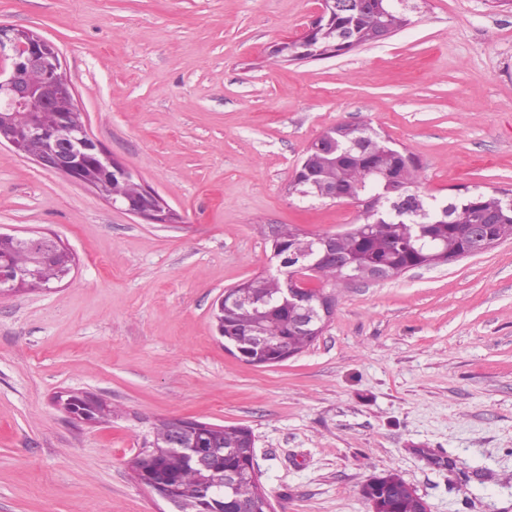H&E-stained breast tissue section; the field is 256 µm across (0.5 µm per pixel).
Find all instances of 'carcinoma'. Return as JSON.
Masks as SVG:
<instances>
[{
  "instance_id": "carcinoma-1",
  "label": "carcinoma",
  "mask_w": 512,
  "mask_h": 512,
  "mask_svg": "<svg viewBox=\"0 0 512 512\" xmlns=\"http://www.w3.org/2000/svg\"><path fill=\"white\" fill-rule=\"evenodd\" d=\"M411 22L410 16L399 12L391 0H365V7L357 13H339L321 22L308 38L291 44V52L303 60H320L334 54L347 53L368 43L376 25L398 31ZM349 35L346 43L340 37ZM419 161L406 148L399 149L389 140L374 132L368 125L340 124L328 129L308 147L300 165L295 169L291 185L308 191L307 198L325 200L324 185L336 189V200H360L365 187L372 188L374 200L365 205L360 223L343 232L336 251L350 258L342 269L333 264L318 265L310 273L326 283L341 284L347 279L362 276L373 267L400 269L427 259L435 253H444L448 261L462 258L468 251V225L481 224L486 214H499L498 221L485 227L486 235L496 241L512 239V210L503 207L499 191H480L466 188L447 199L448 217H443L438 203L425 196L419 197V208L401 215L395 214L386 200L385 189L391 181H398L408 192L419 191ZM306 238L291 224L276 226V236L269 238L271 249L283 260L277 274L260 275L247 280L250 295H260L264 303L256 306L244 303L224 305L214 310L216 331L222 333L224 343L235 341L246 327L257 324L268 339V349L275 353L286 348L293 357L313 344L314 336H306L292 327V312L281 307L280 288L285 274L291 270L295 243ZM53 239L0 243V258L17 274L30 272L48 285L61 279V273L71 268L72 255L62 253L48 258ZM172 420H163L143 439L142 447H164L163 437ZM206 448L220 449L215 470L241 471L245 469L244 453L251 443V432L244 427L221 426L205 429L189 436ZM160 467L175 481V492L187 503L205 498V481L197 476L183 455L168 451L159 458ZM259 487L246 480L234 489L224 490L223 499L207 502L211 512H219L232 505L235 499H248ZM366 495L383 498L385 512H420L416 492L407 488L398 474L389 472L375 478Z\"/></svg>"
}]
</instances>
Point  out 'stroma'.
Returning <instances> with one entry per match:
<instances>
[{
  "label": "stroma",
  "mask_w": 512,
  "mask_h": 512,
  "mask_svg": "<svg viewBox=\"0 0 512 512\" xmlns=\"http://www.w3.org/2000/svg\"><path fill=\"white\" fill-rule=\"evenodd\" d=\"M412 22L340 56L286 62L318 0H0V25L59 49L91 136L159 193L155 224L0 147V231L56 237L74 268L0 298V512H174L134 465L157 421L244 426L274 512H370L392 470L429 512H512V240L334 289L289 360L227 352L212 312L276 273L262 230L356 223L290 194L327 128L370 124L421 188L512 189V9L413 0ZM78 394L112 411L90 424Z\"/></svg>",
  "instance_id": "obj_1"
}]
</instances>
